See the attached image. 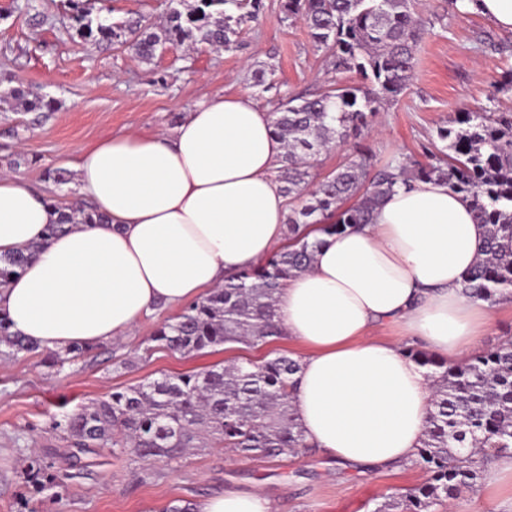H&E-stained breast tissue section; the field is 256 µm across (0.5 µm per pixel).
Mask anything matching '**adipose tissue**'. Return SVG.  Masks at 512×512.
I'll return each mask as SVG.
<instances>
[{"instance_id":"obj_1","label":"adipose tissue","mask_w":512,"mask_h":512,"mask_svg":"<svg viewBox=\"0 0 512 512\" xmlns=\"http://www.w3.org/2000/svg\"><path fill=\"white\" fill-rule=\"evenodd\" d=\"M285 152L267 109L248 93L203 97L168 133L115 135L76 149L66 166L100 224L55 236L70 203L18 175L0 176V255L29 252L0 288L11 329L43 348L128 336L159 305L181 307L226 273L282 245L288 198L275 170ZM488 233L447 186L397 190L369 223L327 238L309 269L283 282L277 320L305 354L295 413L308 443L340 466H400L421 446L433 409L424 368L388 322L436 357L475 352L492 316L461 293ZM194 512H276L265 491H227Z\"/></svg>"}]
</instances>
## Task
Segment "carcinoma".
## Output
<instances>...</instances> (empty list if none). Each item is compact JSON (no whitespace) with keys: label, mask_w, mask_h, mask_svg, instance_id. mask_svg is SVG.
Here are the masks:
<instances>
[{"label":"carcinoma","mask_w":512,"mask_h":512,"mask_svg":"<svg viewBox=\"0 0 512 512\" xmlns=\"http://www.w3.org/2000/svg\"><path fill=\"white\" fill-rule=\"evenodd\" d=\"M71 19L86 40L112 42L149 63L167 45H210L236 49L240 25L265 16L263 0H169L166 21L138 17L109 22L92 15L84 0H69ZM279 18H301L314 47L331 69L354 72L357 85H337L311 96H290L270 113L285 153L277 179L289 197L288 244L257 265L224 280L221 287L186 304L155 329L152 341L181 354L209 353L225 344L256 346L281 336L276 323L281 282L306 271L322 240L301 233L307 224L334 236L369 223L372 209L401 186L434 182L466 195L489 226L483 258L466 273L462 294L491 306L512 295V113L462 112L438 130L444 146L420 163L399 157L377 165L361 138L382 104L410 88L415 48L427 29L415 0H279ZM274 71L260 67L253 87L271 88ZM28 111L51 109L29 86L3 98ZM351 147L346 160L322 174L314 161L333 147ZM102 222V215L73 208L48 225L53 235L67 224ZM28 257H0V287L18 275ZM40 347L11 331L0 310V356ZM92 350L72 345L50 356L62 369ZM407 355L428 370L433 411L413 464L426 480L374 512H431L464 490L477 487L485 466L512 452V339L448 363L414 348ZM299 360L276 354L258 363L214 364L203 371L163 374L82 405L53 420L71 448L73 465L105 447L153 461L182 458L190 448L222 445L241 457L266 459L308 455L291 402Z\"/></svg>","instance_id":"obj_1"}]
</instances>
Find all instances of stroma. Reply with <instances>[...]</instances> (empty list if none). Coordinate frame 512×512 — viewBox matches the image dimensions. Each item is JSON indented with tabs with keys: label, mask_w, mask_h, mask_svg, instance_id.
I'll use <instances>...</instances> for the list:
<instances>
[{
	"label": "stroma",
	"mask_w": 512,
	"mask_h": 512,
	"mask_svg": "<svg viewBox=\"0 0 512 512\" xmlns=\"http://www.w3.org/2000/svg\"><path fill=\"white\" fill-rule=\"evenodd\" d=\"M25 3L0 0V93L24 82L53 108L0 111V173L17 171L36 186H47L45 168L60 167L78 147L120 132L170 129L206 94L254 93L252 73L261 65L274 68L277 82L276 89L254 94L263 107L331 83L359 82L356 74L328 69L305 24L279 19L278 0H265L266 21L246 24L234 51L170 45L150 63L110 42L82 39L67 0H36L33 10ZM416 8L428 32L416 49L411 89L382 105L363 138L382 163L402 156L424 161L438 129L458 113L512 111V91L496 88L506 67L497 46L512 42V31L447 0H417ZM174 315L157 308L129 336L98 344L60 371L43 351L0 357V512H165L174 500L194 503L227 489L264 490L278 512H373L385 496L425 480L424 471L410 465L362 473L320 451L269 460L218 446L168 464L103 448L93 466L72 469L67 441L51 428L54 414L164 373L259 360L272 351L304 353L285 337L209 354L173 353L150 335Z\"/></svg>",
	"instance_id": "1"
}]
</instances>
